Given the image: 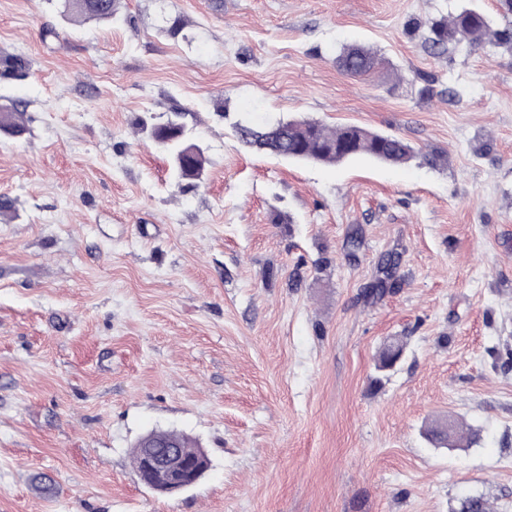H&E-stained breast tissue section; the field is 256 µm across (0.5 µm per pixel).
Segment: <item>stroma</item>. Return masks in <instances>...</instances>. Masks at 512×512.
<instances>
[{
    "instance_id": "stroma-1",
    "label": "stroma",
    "mask_w": 512,
    "mask_h": 512,
    "mask_svg": "<svg viewBox=\"0 0 512 512\" xmlns=\"http://www.w3.org/2000/svg\"><path fill=\"white\" fill-rule=\"evenodd\" d=\"M498 0H120L74 23L0 0V512H512V46L427 24ZM358 45L382 66L346 75ZM205 149L175 179L140 130ZM247 116L398 136L404 165L244 149ZM398 258L384 292L374 283ZM404 357L375 383L382 344ZM472 430L437 448L434 421ZM153 430L210 460L165 497ZM161 433L154 432L141 439L139 448H144L137 474L141 482L152 490L172 493L195 484L201 476L202 467L196 460H185L176 453H168L163 456L153 452L155 448L159 452L170 449L180 451L185 457L195 456L199 448L182 435L170 434L169 441L180 448H156L161 441ZM155 439V443H154ZM139 448L132 449V462L136 467L139 461Z\"/></svg>"
}]
</instances>
